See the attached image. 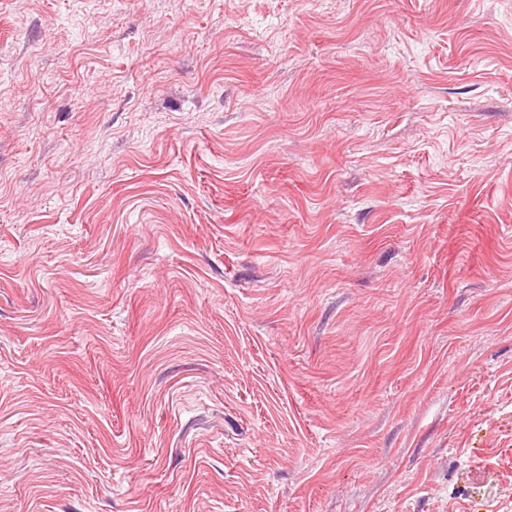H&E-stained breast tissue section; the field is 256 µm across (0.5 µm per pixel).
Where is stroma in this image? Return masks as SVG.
Here are the masks:
<instances>
[{
	"mask_svg": "<svg viewBox=\"0 0 512 512\" xmlns=\"http://www.w3.org/2000/svg\"><path fill=\"white\" fill-rule=\"evenodd\" d=\"M0 512H512V0H0Z\"/></svg>",
	"mask_w": 512,
	"mask_h": 512,
	"instance_id": "obj_1",
	"label": "stroma"
}]
</instances>
